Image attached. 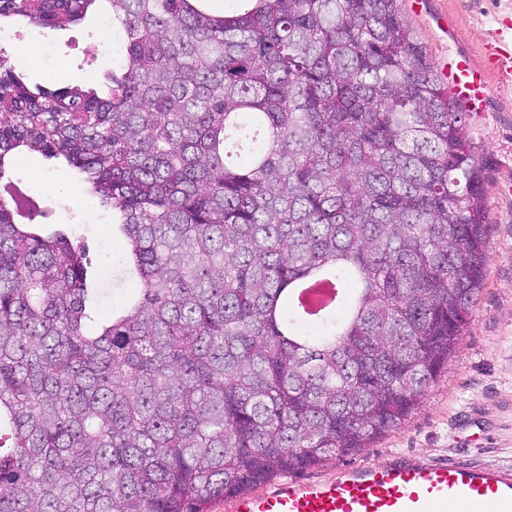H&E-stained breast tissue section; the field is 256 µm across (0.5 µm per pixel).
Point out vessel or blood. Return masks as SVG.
Masks as SVG:
<instances>
[{
	"instance_id": "1",
	"label": "vessel or blood",
	"mask_w": 512,
	"mask_h": 512,
	"mask_svg": "<svg viewBox=\"0 0 512 512\" xmlns=\"http://www.w3.org/2000/svg\"><path fill=\"white\" fill-rule=\"evenodd\" d=\"M512 82V51L499 49L478 66L464 56L448 69V84L467 112H479L488 98L487 73ZM512 512V471L487 469L458 460H421L397 454L342 469L335 478L288 479L268 490L238 497L232 512Z\"/></svg>"
}]
</instances>
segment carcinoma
Here are the masks:
<instances>
[{
	"mask_svg": "<svg viewBox=\"0 0 512 512\" xmlns=\"http://www.w3.org/2000/svg\"><path fill=\"white\" fill-rule=\"evenodd\" d=\"M0 0L103 9L93 87L0 51V180L79 171L127 250L87 306L75 230L0 197V512H208L397 427L468 327L490 227L465 112L398 0ZM324 267L337 300L288 286Z\"/></svg>",
	"mask_w": 512,
	"mask_h": 512,
	"instance_id": "obj_1",
	"label": "carcinoma"
}]
</instances>
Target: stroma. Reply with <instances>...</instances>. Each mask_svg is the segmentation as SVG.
Segmentation results:
<instances>
[{
	"label": "stroma",
	"mask_w": 512,
	"mask_h": 512,
	"mask_svg": "<svg viewBox=\"0 0 512 512\" xmlns=\"http://www.w3.org/2000/svg\"><path fill=\"white\" fill-rule=\"evenodd\" d=\"M400 7L441 77L457 55H468L479 65L512 40V0H400ZM103 24L96 11L64 30L20 23L0 29V49L9 54L14 40L29 43L32 53L22 61L29 84L51 77L62 85L99 89L104 83L97 54ZM487 82L485 110L467 115L491 226L485 281L470 324L441 375L404 421L371 448L333 457L302 472V479L327 478L341 467L399 452L512 468V84L492 73ZM13 174L39 202L44 223L71 225L82 234L92 258L87 283L102 289L103 306H111L112 256L122 250L112 238L111 215L85 204L78 173L67 165L51 169L39 154L26 153ZM47 178L58 183L57 191L44 190Z\"/></svg>",
	"instance_id": "35a3bbf8"
}]
</instances>
